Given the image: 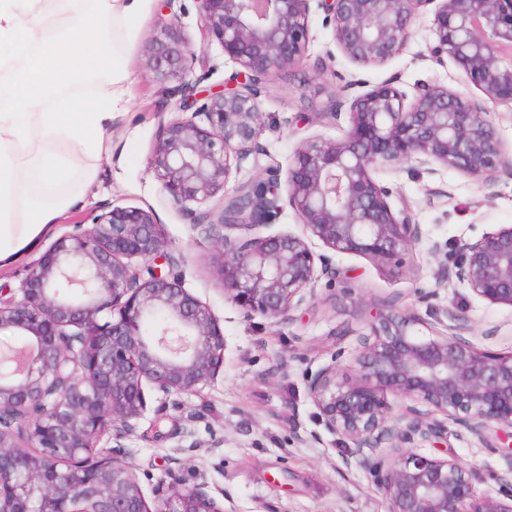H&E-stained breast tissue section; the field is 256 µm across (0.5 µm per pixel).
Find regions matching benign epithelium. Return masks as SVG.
<instances>
[{"label":"benign epithelium","instance_id":"benign-epithelium-1","mask_svg":"<svg viewBox=\"0 0 512 512\" xmlns=\"http://www.w3.org/2000/svg\"><path fill=\"white\" fill-rule=\"evenodd\" d=\"M199 17L237 65L224 88L189 98L195 51L179 21L147 53V65L181 94V115L163 125L148 168L170 203L211 240L210 262L224 296L275 325L316 303L315 284L339 276L335 258L355 255L400 273L421 243L411 208L396 207L375 174L405 165L430 177L450 168L489 185L512 171L487 119L488 105L512 106V0H196ZM433 10L429 58L451 60L483 96L442 85L407 91L391 75L364 89H335L339 139L297 147L288 169L273 161L255 180L232 174L267 155L259 142L266 85L307 60L312 16L359 66H383L401 52L413 23ZM292 210L304 234L242 238ZM326 252L317 254L312 241ZM163 227L151 210L104 208L75 224L29 266L19 287H0V333L26 337L0 359V512H224L206 486L177 481L149 506L134 469L98 448L143 416L151 394L191 395L224 363V329L181 286L180 258L168 271H142L162 252ZM456 281L472 295L512 308V225L463 240L441 265L435 290ZM370 333L358 339L355 369L331 363L307 381L321 424L342 441V463L363 465L387 512H512V352L481 349L468 318L441 310L439 331L395 301L363 302ZM405 412L393 414V402ZM443 419H438V416ZM485 437L506 461L499 488L476 493L461 460L426 454L447 422Z\"/></svg>","mask_w":512,"mask_h":512}]
</instances>
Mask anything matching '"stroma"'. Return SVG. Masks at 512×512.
I'll use <instances>...</instances> for the list:
<instances>
[{"mask_svg":"<svg viewBox=\"0 0 512 512\" xmlns=\"http://www.w3.org/2000/svg\"><path fill=\"white\" fill-rule=\"evenodd\" d=\"M175 19L195 50L194 72L205 75V87L220 90L234 71L219 42L201 27L193 0H172L167 7L151 0L147 13L132 22L125 57L130 78L105 131L111 163L101 164L82 204L14 260L0 265V284L17 287L28 264L73 225L88 224L95 206L153 209L163 226L165 251L185 259L183 288L206 303L224 329V366L195 394L154 395L133 431L117 440L104 437L102 447L130 463L149 500L158 484L179 480L206 484L223 500L224 512H386V501L365 468L344 467V448L319 425L305 377L334 358L341 369H351L358 338L368 331L357 313L360 300L397 297L433 321L434 308L419 298L436 289L438 268L453 256L458 241L479 237L497 224H512V172L498 173L490 188L452 169H440L431 179L408 171L381 174L393 191L394 204L410 206L421 226L423 245L414 255L413 269L390 275L365 258L340 255L336 266L343 279L319 281L316 304L298 311L293 322L276 327L262 316H246L224 298L209 261L210 241L172 208L147 168L160 127L176 116L179 99L148 67L146 51ZM432 19V13L423 14L403 51L385 66L359 67L337 50L331 28L314 17L307 64H324L328 73L370 86L395 74L409 87L444 85L479 98L455 64L426 60ZM305 80L301 72L279 76L262 96L259 141L284 166L301 140L314 135L338 138L347 127L346 121L327 118L329 92L304 90ZM297 112L304 113V121L285 125V118ZM431 187L444 188V196L427 201ZM439 292L440 304H454L469 318L479 347L512 352V308L487 304L459 284ZM340 325L348 327V335H336ZM444 447L475 467L477 493L496 488L495 477L505 468L498 451L453 424Z\"/></svg>","mask_w":512,"mask_h":512,"instance_id":"35a3bbf8","label":"stroma"}]
</instances>
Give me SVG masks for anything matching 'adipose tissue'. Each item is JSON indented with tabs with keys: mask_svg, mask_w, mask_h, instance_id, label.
I'll use <instances>...</instances> for the list:
<instances>
[{
	"mask_svg": "<svg viewBox=\"0 0 512 512\" xmlns=\"http://www.w3.org/2000/svg\"><path fill=\"white\" fill-rule=\"evenodd\" d=\"M146 2L65 0L50 35L44 0H0V264L81 204L96 163L111 160L103 132ZM85 80L92 96L75 91Z\"/></svg>",
	"mask_w": 512,
	"mask_h": 512,
	"instance_id": "ef3b65f1",
	"label": "adipose tissue"
}]
</instances>
